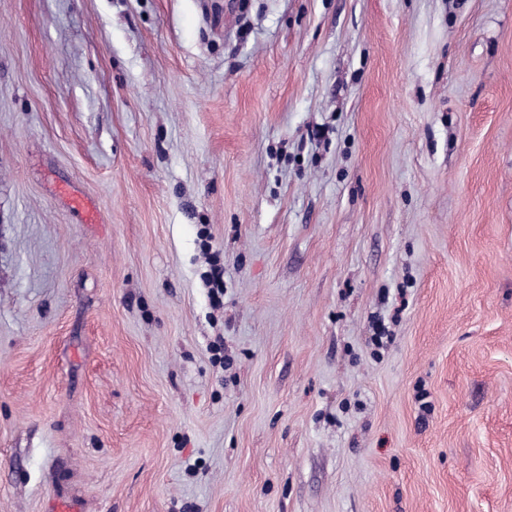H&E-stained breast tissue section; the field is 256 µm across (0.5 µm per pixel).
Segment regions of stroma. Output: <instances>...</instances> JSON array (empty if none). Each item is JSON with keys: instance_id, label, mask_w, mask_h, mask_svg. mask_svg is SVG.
<instances>
[{"instance_id": "35a3bbf8", "label": "stroma", "mask_w": 512, "mask_h": 512, "mask_svg": "<svg viewBox=\"0 0 512 512\" xmlns=\"http://www.w3.org/2000/svg\"><path fill=\"white\" fill-rule=\"evenodd\" d=\"M56 496L512 512V0H0V512Z\"/></svg>"}]
</instances>
